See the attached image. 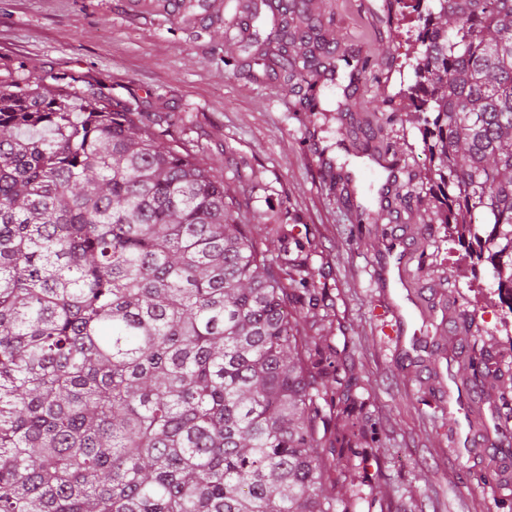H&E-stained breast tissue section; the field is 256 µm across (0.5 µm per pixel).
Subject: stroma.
<instances>
[{"label":"stroma","mask_w":512,"mask_h":512,"mask_svg":"<svg viewBox=\"0 0 512 512\" xmlns=\"http://www.w3.org/2000/svg\"><path fill=\"white\" fill-rule=\"evenodd\" d=\"M248 0L176 9L170 0H0V80L44 70L104 80L137 96L146 121L192 144L225 186L269 261L304 253L312 291H293L288 312L309 337L311 361L351 377L367 455L348 488L369 512H512V321L503 322L489 276L462 278L463 250L431 222L424 152L409 88L421 46L410 0H310L347 55L370 67L348 90V72L321 91V112L263 66L243 69ZM362 140L384 161L408 166L412 196L391 229L413 248L409 281L390 289L424 350L384 333L385 307L372 285L385 226L360 223L382 179L360 168ZM484 332L482 384L462 429L442 402L441 377L471 370L463 321ZM497 408L489 420L488 405Z\"/></svg>","instance_id":"1"}]
</instances>
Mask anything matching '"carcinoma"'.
Here are the masks:
<instances>
[{
  "label": "carcinoma",
  "mask_w": 512,
  "mask_h": 512,
  "mask_svg": "<svg viewBox=\"0 0 512 512\" xmlns=\"http://www.w3.org/2000/svg\"><path fill=\"white\" fill-rule=\"evenodd\" d=\"M279 0L292 79L315 26ZM435 219L512 314V0H415ZM282 268L198 154L66 71L0 80V512H357Z\"/></svg>",
  "instance_id": "cac0c4a2"
}]
</instances>
